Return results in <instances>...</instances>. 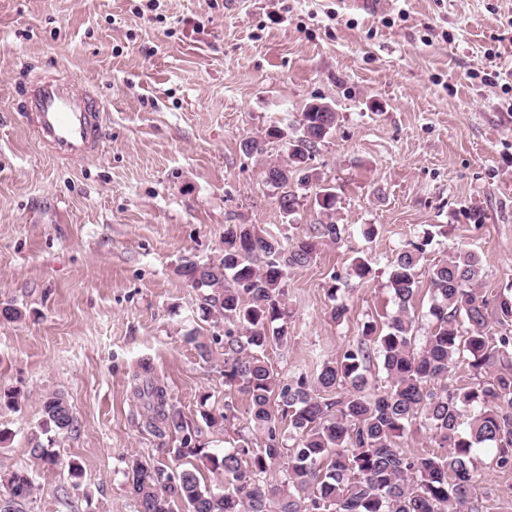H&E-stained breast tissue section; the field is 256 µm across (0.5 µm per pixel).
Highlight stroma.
I'll use <instances>...</instances> for the list:
<instances>
[{"label": "stroma", "mask_w": 512, "mask_h": 512, "mask_svg": "<svg viewBox=\"0 0 512 512\" xmlns=\"http://www.w3.org/2000/svg\"><path fill=\"white\" fill-rule=\"evenodd\" d=\"M0 0V411L11 432L0 472L26 468L38 490L26 512H136L124 457L167 460L140 427L132 374L150 359L208 450L224 448L202 409L249 402L219 365L185 343L210 332L198 294L173 273L183 258L224 253V227L281 237L313 231L314 197L335 187L338 244L288 275L287 346L268 350L280 378L314 375L356 343L364 323L397 310L388 266L425 228L442 229L417 270L413 301L426 334L428 271L463 248L485 263L486 288L512 282V0ZM59 67L107 108L103 151L63 168L30 139L12 106L29 65ZM330 102L336 127L309 165L320 181L285 217L264 167L286 156L240 143ZM481 211V222L470 214ZM377 233L364 239L363 225ZM366 253L372 272L348 278ZM343 276L329 298L331 274ZM347 307L343 320L333 303ZM62 392L77 429L52 437L49 467L24 451L45 394ZM81 478H71L69 460ZM474 460L489 512H512V470Z\"/></svg>", "instance_id": "stroma-1"}]
</instances>
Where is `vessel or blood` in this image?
Segmentation results:
<instances>
[{
  "mask_svg": "<svg viewBox=\"0 0 512 512\" xmlns=\"http://www.w3.org/2000/svg\"><path fill=\"white\" fill-rule=\"evenodd\" d=\"M13 104L29 134L57 162L70 164L97 153L104 139V104L72 76L27 70Z\"/></svg>",
  "mask_w": 512,
  "mask_h": 512,
  "instance_id": "obj_1",
  "label": "vessel or blood"
}]
</instances>
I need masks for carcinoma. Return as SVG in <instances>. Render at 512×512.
I'll list each match as a JSON object with an SVG mask.
<instances>
[{"label":"carcinoma","mask_w":512,"mask_h":512,"mask_svg":"<svg viewBox=\"0 0 512 512\" xmlns=\"http://www.w3.org/2000/svg\"><path fill=\"white\" fill-rule=\"evenodd\" d=\"M336 112H315L307 104L296 120V135L273 126L266 136L247 137L241 149L264 153L267 139L288 138L287 159L264 170L265 183L278 190L277 204L286 216L299 211L298 190L318 176L301 169L319 142L324 123L334 128ZM314 202L326 222L313 234L285 245L274 234L251 224L224 227V255L216 261L187 257L174 274L198 292V309L215 331H191L186 342L205 363L214 360L213 345L224 348V385L237 388L250 402L252 428L223 450L196 447L198 431L184 420L168 386L142 361L131 386L141 408V425L169 449L173 462L131 457L126 475L137 512H486V498L475 492L473 460L481 449L493 451L490 464L512 466V283L488 294L479 255L458 248L429 270L432 303L430 327L417 335L411 314L417 268L434 235L401 250L389 265L388 283L397 312L379 329L364 324L361 339L323 362L312 377L283 381L266 357L273 347L288 345L289 271L313 262L319 245L336 244L342 227L332 220L337 196L323 186ZM371 265L365 255L352 260L348 276L365 278ZM224 328V336L216 332ZM382 359L385 377L367 391L373 359ZM465 363L470 382H450L455 366ZM233 405L204 413L214 431L235 419ZM468 421L462 422L463 411ZM41 431L27 438V453L45 465L57 462L40 434L68 435L77 421L65 396L53 392L42 400ZM288 421V438L281 424ZM431 431L439 451L404 456L398 447L416 421ZM202 461L220 485L201 483L200 471L183 463ZM283 474L279 482L271 472ZM7 492L20 497L11 512H25L35 493V477L26 469L3 475Z\"/></svg>","instance_id":"cac0c4a2"}]
</instances>
